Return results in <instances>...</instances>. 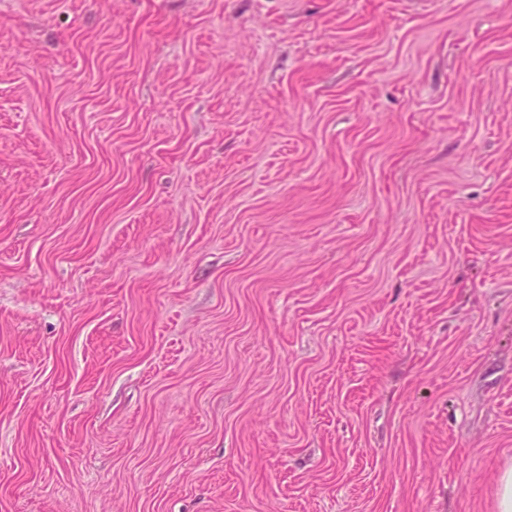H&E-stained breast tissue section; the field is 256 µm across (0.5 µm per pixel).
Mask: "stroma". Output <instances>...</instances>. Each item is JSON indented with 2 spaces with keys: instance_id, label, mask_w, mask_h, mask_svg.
<instances>
[{
  "instance_id": "stroma-1",
  "label": "stroma",
  "mask_w": 512,
  "mask_h": 512,
  "mask_svg": "<svg viewBox=\"0 0 512 512\" xmlns=\"http://www.w3.org/2000/svg\"><path fill=\"white\" fill-rule=\"evenodd\" d=\"M512 0H0V512H495Z\"/></svg>"
}]
</instances>
